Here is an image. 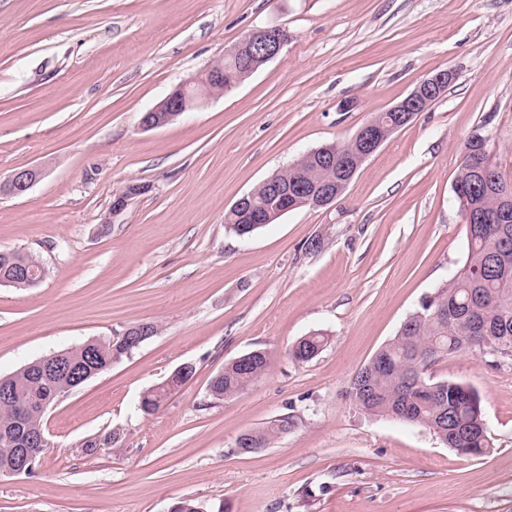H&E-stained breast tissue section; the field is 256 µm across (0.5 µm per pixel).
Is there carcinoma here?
<instances>
[{
    "instance_id": "obj_1",
    "label": "carcinoma",
    "mask_w": 512,
    "mask_h": 512,
    "mask_svg": "<svg viewBox=\"0 0 512 512\" xmlns=\"http://www.w3.org/2000/svg\"><path fill=\"white\" fill-rule=\"evenodd\" d=\"M222 89L230 91L247 78L235 61L226 57ZM354 169L361 159L349 151V143L336 144V163L330 165L319 155H302L277 171L272 180L285 188L299 183L312 189L322 181L340 176L342 166ZM454 190L462 214L472 221L465 224L467 253L462 267L445 284L431 293L432 306L420 302L404 321L396 336L379 351L384 365H364L347 390L350 401L361 411L392 418L401 423L429 429L437 437L456 430L452 449L463 448L469 456H480L489 448L484 427L481 396L455 381L435 380L428 370L437 362L459 352H482L488 343L499 342L512 351V184L507 183L490 161L486 142L473 136L464 144V160ZM224 227L239 237H248L261 224H249L242 214L228 210ZM41 266L31 252L0 250V280L15 288L30 283L16 277L24 267ZM121 337H103L77 347L52 352L15 373L0 377V390L10 397L0 399V437L12 436L16 445L0 441V472L19 461V450L27 435L45 432L43 406L84 384L83 375L101 372L125 356ZM324 337L315 333L301 338L289 351L297 362L315 358ZM271 357H258L247 368L226 363L212 377L207 396L214 402L233 398L246 390L271 368ZM193 369L172 373L161 384L148 390L140 400V410L156 412L172 393L187 382ZM291 422L283 417L269 428L250 434L256 448L288 432Z\"/></svg>"
}]
</instances>
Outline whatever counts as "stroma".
<instances>
[{"instance_id":"stroma-1","label":"stroma","mask_w":512,"mask_h":512,"mask_svg":"<svg viewBox=\"0 0 512 512\" xmlns=\"http://www.w3.org/2000/svg\"><path fill=\"white\" fill-rule=\"evenodd\" d=\"M279 26L281 53L164 127L143 112L247 32ZM445 95L369 156L333 204L250 238L224 214L325 144L349 141L423 77ZM512 184V0H0V250L47 274L0 285V376L136 323L159 332L57 401L32 476H0V512H512V362L478 353L431 374L480 394L490 446L463 456L428 429L366 414L346 390L421 300L463 264L454 184L465 142ZM148 184L111 223L130 181ZM322 332L305 363L291 347ZM270 370L236 398L211 378L250 351ZM193 377L160 409L142 394ZM292 425L245 452L241 434ZM116 433L86 454L85 440ZM39 176L40 172L36 168L16 169L0 182V189L10 195H22L34 185ZM192 372V366L184 373H175L174 370L163 383L148 390L143 395L140 400V410L146 415H150L156 412L170 396L172 389L179 385L185 384L191 376Z\"/></svg>"}]
</instances>
